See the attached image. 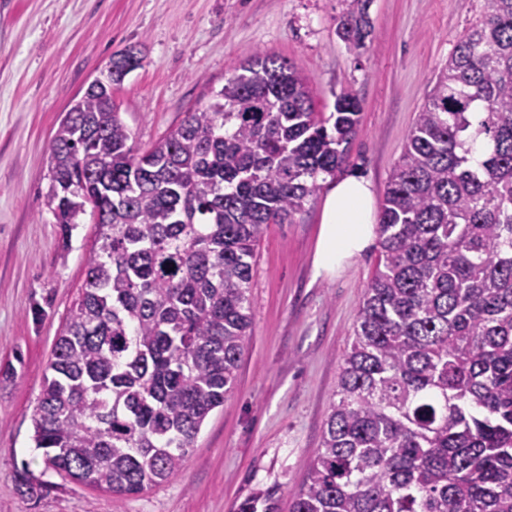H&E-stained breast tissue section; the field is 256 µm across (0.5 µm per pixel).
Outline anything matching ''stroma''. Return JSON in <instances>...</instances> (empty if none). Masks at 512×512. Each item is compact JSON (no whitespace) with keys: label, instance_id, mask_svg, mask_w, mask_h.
<instances>
[{"label":"stroma","instance_id":"stroma-1","mask_svg":"<svg viewBox=\"0 0 512 512\" xmlns=\"http://www.w3.org/2000/svg\"><path fill=\"white\" fill-rule=\"evenodd\" d=\"M352 0H0V512H238L270 492L288 512L321 448L366 288L372 246L337 274L313 266L324 192L289 224H271L250 288L252 328L238 379L204 421L181 473L116 496L69 482L32 441V414L68 311L82 287L95 228L63 242L46 204L49 147L60 119L113 54L141 63L113 99L137 150L206 103L253 50L307 78L316 111L337 93L360 101L342 174L370 178L383 198L430 71L486 12L485 0H372L364 45L337 35ZM29 470L47 490L20 491Z\"/></svg>","mask_w":512,"mask_h":512}]
</instances>
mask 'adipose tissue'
I'll return each mask as SVG.
<instances>
[{"instance_id":"obj_1","label":"adipose tissue","mask_w":512,"mask_h":512,"mask_svg":"<svg viewBox=\"0 0 512 512\" xmlns=\"http://www.w3.org/2000/svg\"><path fill=\"white\" fill-rule=\"evenodd\" d=\"M375 196L366 177L351 174L331 186L314 258L317 272L331 274L375 240Z\"/></svg>"}]
</instances>
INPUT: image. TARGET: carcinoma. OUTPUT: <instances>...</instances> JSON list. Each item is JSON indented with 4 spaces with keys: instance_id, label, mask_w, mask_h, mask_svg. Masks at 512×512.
I'll use <instances>...</instances> for the list:
<instances>
[{
    "instance_id": "carcinoma-1",
    "label": "carcinoma",
    "mask_w": 512,
    "mask_h": 512,
    "mask_svg": "<svg viewBox=\"0 0 512 512\" xmlns=\"http://www.w3.org/2000/svg\"><path fill=\"white\" fill-rule=\"evenodd\" d=\"M338 36L357 48L370 0ZM432 72L386 185L381 254L344 355L322 448L289 512H512V0ZM112 84L76 100L50 147L63 243L96 209L98 248L32 415L35 448L118 495L167 481L233 390L255 248L334 176L360 105L314 111L306 78L255 50L208 103L138 154ZM30 495L44 485L27 470ZM239 512H278L273 495Z\"/></svg>"
}]
</instances>
